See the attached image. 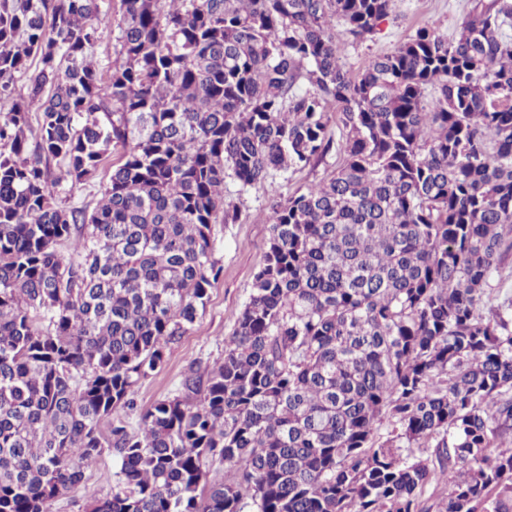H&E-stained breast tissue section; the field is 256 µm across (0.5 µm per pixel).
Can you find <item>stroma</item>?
Instances as JSON below:
<instances>
[{
  "instance_id": "1",
  "label": "stroma",
  "mask_w": 512,
  "mask_h": 512,
  "mask_svg": "<svg viewBox=\"0 0 512 512\" xmlns=\"http://www.w3.org/2000/svg\"><path fill=\"white\" fill-rule=\"evenodd\" d=\"M474 0H396L391 15L363 40L345 35L344 24H337L341 37V62L351 74L360 73L375 56L392 52L407 41L420 26L433 25L437 33L453 37L463 15ZM336 154L323 162L297 172L279 173L243 189L233 179L224 182V193L235 203L241 219L235 224L213 227L214 259L222 274L210 290V299L194 326L172 345L169 361L162 371L140 381L135 398L146 408L176 394L191 363L211 364L224 357V338L248 299L253 277L264 262L270 226L265 220L269 201L287 197L308 185L320 182L336 166ZM116 466L111 455H103L85 472V483L55 499L49 512H84L88 493L104 498L111 494Z\"/></svg>"
}]
</instances>
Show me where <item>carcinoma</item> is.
I'll return each instance as SVG.
<instances>
[{"instance_id": "obj_1", "label": "carcinoma", "mask_w": 512, "mask_h": 512, "mask_svg": "<svg viewBox=\"0 0 512 512\" xmlns=\"http://www.w3.org/2000/svg\"><path fill=\"white\" fill-rule=\"evenodd\" d=\"M394 5L0 0V512H49L105 453L86 512H430L440 482L436 512H512V4L352 75L335 21ZM332 151L269 205L224 358L137 409L221 274L225 179ZM114 57L112 41H106L96 49L94 61L101 74V87H105L109 82V77L112 73V60ZM109 171H101L99 177L90 185L82 186L74 191L73 201L86 205L90 210L100 198L101 185L106 184Z\"/></svg>"}]
</instances>
